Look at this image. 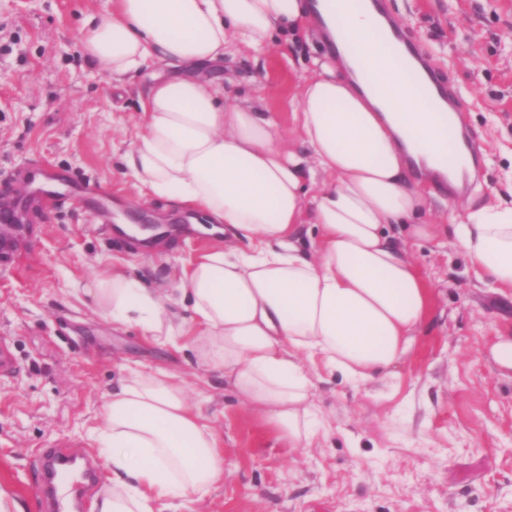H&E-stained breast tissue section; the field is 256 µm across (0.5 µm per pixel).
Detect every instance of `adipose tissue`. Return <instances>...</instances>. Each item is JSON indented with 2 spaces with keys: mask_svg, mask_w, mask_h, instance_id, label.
Here are the masks:
<instances>
[{
  "mask_svg": "<svg viewBox=\"0 0 512 512\" xmlns=\"http://www.w3.org/2000/svg\"><path fill=\"white\" fill-rule=\"evenodd\" d=\"M338 6L349 47L314 59L299 89L291 132L300 152L260 97L226 94L208 71L235 48L256 57L275 34L302 31L308 0H113L81 28L85 57L113 80L173 68L140 96L143 131L122 164L155 196L201 214L217 239L163 281L115 268L87 296L156 345L188 341L197 366L295 448L317 434L312 366L365 388L412 350L430 293L408 240L450 228L476 276L512 290V191L446 225L429 220L409 162L435 169L448 133L381 56L376 18L353 0ZM303 224L319 232L309 249ZM97 439L109 476L95 512H155L224 480L218 436L177 371L129 370Z\"/></svg>",
  "mask_w": 512,
  "mask_h": 512,
  "instance_id": "1",
  "label": "adipose tissue"
}]
</instances>
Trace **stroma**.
<instances>
[{"label": "stroma", "mask_w": 512, "mask_h": 512, "mask_svg": "<svg viewBox=\"0 0 512 512\" xmlns=\"http://www.w3.org/2000/svg\"><path fill=\"white\" fill-rule=\"evenodd\" d=\"M388 12L449 77L465 102L461 120L481 148L484 177L464 195L439 191L434 212H464L512 178V0H385ZM112 0H0V197L19 190L16 169H64L100 185L108 214L64 202L23 225L30 257L0 260V346L15 364L0 373V495L40 512L32 459L70 448L99 461L89 431L100 425L117 379L131 368L180 369L186 354L155 346L140 329L112 323L80 287L122 267L162 278L210 248L191 212L151 195L120 157L140 130L138 97L155 67L112 82L81 52V23ZM314 33L280 38L266 55H228L214 76L234 95L265 92L282 129L313 57ZM171 232L123 244L111 218L131 206ZM431 291L412 352L383 383L344 384L313 368L326 425L312 447L293 448L206 371L189 400L215 428L224 481L208 496L166 501L160 512H512V371L492 349L512 336V292L479 281L449 243L411 244Z\"/></svg>", "instance_id": "1"}]
</instances>
